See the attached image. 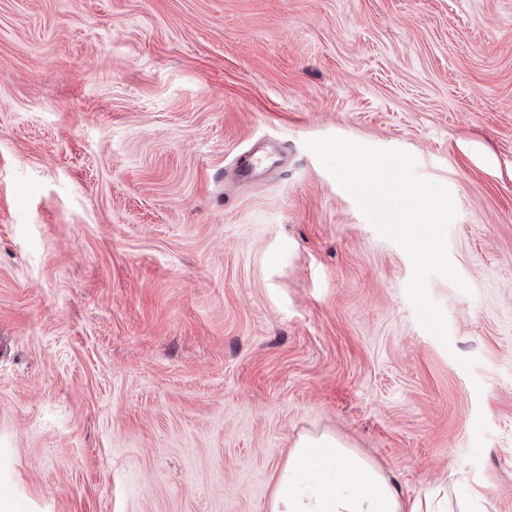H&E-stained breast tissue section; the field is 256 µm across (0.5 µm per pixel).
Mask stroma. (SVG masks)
Instances as JSON below:
<instances>
[{
  "instance_id": "obj_1",
  "label": "stroma",
  "mask_w": 512,
  "mask_h": 512,
  "mask_svg": "<svg viewBox=\"0 0 512 512\" xmlns=\"http://www.w3.org/2000/svg\"><path fill=\"white\" fill-rule=\"evenodd\" d=\"M326 135L451 191V349ZM323 433L512 512V0H0V512H267ZM286 167L283 152L271 143H258L240 154L235 163L236 178L248 185L262 182Z\"/></svg>"
}]
</instances>
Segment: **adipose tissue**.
I'll use <instances>...</instances> for the list:
<instances>
[{
	"label": "adipose tissue",
	"mask_w": 512,
	"mask_h": 512,
	"mask_svg": "<svg viewBox=\"0 0 512 512\" xmlns=\"http://www.w3.org/2000/svg\"><path fill=\"white\" fill-rule=\"evenodd\" d=\"M270 512H436V504L402 499L381 469L322 434L295 442L275 477Z\"/></svg>",
	"instance_id": "1"
}]
</instances>
